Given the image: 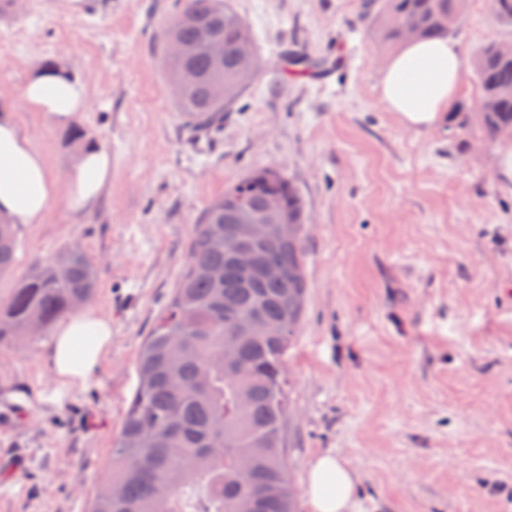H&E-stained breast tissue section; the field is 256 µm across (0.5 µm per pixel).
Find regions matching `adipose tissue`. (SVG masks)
Segmentation results:
<instances>
[{
  "label": "adipose tissue",
  "instance_id": "ef3b65f1",
  "mask_svg": "<svg viewBox=\"0 0 512 512\" xmlns=\"http://www.w3.org/2000/svg\"><path fill=\"white\" fill-rule=\"evenodd\" d=\"M466 66V55L454 39L406 42L382 73V101L408 128L441 124L457 98ZM22 97L30 111L59 129L70 127L88 105L84 82L61 68H33ZM111 182V157L99 146L83 150L63 178H54L44 154L21 132L13 112L0 108L1 222L18 228L43 223L59 198L71 215H88ZM111 345V318L86 310L58 323L46 357L57 379L80 386L106 359ZM358 479L356 470L336 454L315 456L305 485L310 512H351Z\"/></svg>",
  "mask_w": 512,
  "mask_h": 512
}]
</instances>
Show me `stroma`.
<instances>
[{
    "mask_svg": "<svg viewBox=\"0 0 512 512\" xmlns=\"http://www.w3.org/2000/svg\"><path fill=\"white\" fill-rule=\"evenodd\" d=\"M262 70L207 137L185 128L158 32L178 0H11L0 9V103L50 171L78 151L23 103L50 59L87 85L77 118L112 156L98 208L73 223L56 201L19 230L6 301L30 264L81 244L99 271L89 306L112 318V349L77 388L46 362L50 335L0 346V459L27 466L0 483V512H88L138 384L136 360L188 258L193 226L256 167L305 204L306 292L286 358L287 453L295 512H309L310 460L330 451L358 472L352 512H512V191L497 142L466 121L405 127L381 100L390 56L359 22L364 0H230ZM467 57L511 41L489 0H466L453 33ZM357 45L328 82L278 59Z\"/></svg>",
    "mask_w": 512,
    "mask_h": 512,
    "instance_id": "stroma-1",
    "label": "stroma"
}]
</instances>
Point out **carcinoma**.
Wrapping results in <instances>:
<instances>
[{"label":"carcinoma","mask_w":512,"mask_h":512,"mask_svg":"<svg viewBox=\"0 0 512 512\" xmlns=\"http://www.w3.org/2000/svg\"><path fill=\"white\" fill-rule=\"evenodd\" d=\"M465 0H365L360 16L381 45L397 48L412 23L420 37L451 34ZM503 25H512V0H491ZM224 45L221 59L201 43L202 30ZM250 29L228 0H183L161 30L169 83L191 69L195 81L175 99L186 127L201 133L224 124L251 79L238 64ZM188 50L176 54L172 47ZM480 89L479 128L493 138L512 130V42L491 40L474 56ZM266 168L239 178L213 200L194 225L187 268L168 303L154 318L141 347L138 386L90 512H238L253 498L255 512H294L286 453L288 378L285 361L305 293L301 238L277 234L247 242L256 271L244 278L224 251L241 212L265 220L271 191L286 198L276 224L304 223V207L283 176ZM17 249L16 229L0 222V275ZM99 282L96 266L79 245L37 259L0 303V344L47 332L86 305ZM283 327L266 336L259 325ZM246 369L240 374L234 365Z\"/></svg>","instance_id":"1"}]
</instances>
